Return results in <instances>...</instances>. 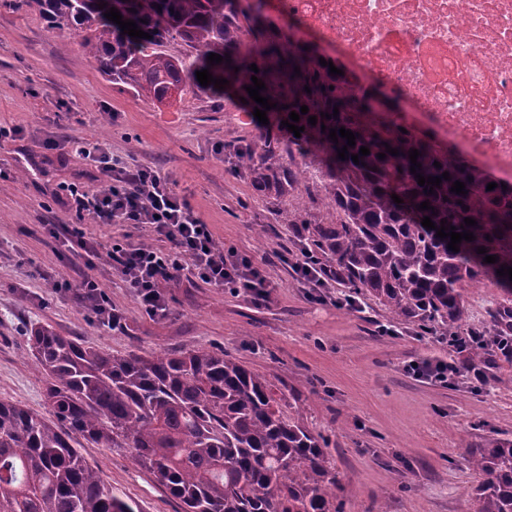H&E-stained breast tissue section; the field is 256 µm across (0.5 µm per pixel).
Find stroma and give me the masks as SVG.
<instances>
[{
	"mask_svg": "<svg viewBox=\"0 0 512 512\" xmlns=\"http://www.w3.org/2000/svg\"><path fill=\"white\" fill-rule=\"evenodd\" d=\"M14 2L0 0V125L17 130L0 143V400L48 412L46 380L28 348L36 326L115 354L222 353L269 375L326 438L343 512H476L482 477L469 454L512 439V363H499L482 386L408 374V362L446 361L452 349L370 298L349 311L335 306L343 288L322 289L317 300L302 288L287 225L232 166L234 147L258 134L242 102L191 91L170 104L134 95ZM78 139L168 177L218 242L260 268L270 285L264 305L184 277L163 284L168 314L152 317L102 259L93 274L124 317L111 330L51 288V277L80 276L45 230L77 221L63 186L103 187L75 153ZM81 453L142 512H182L128 451L88 445Z\"/></svg>",
	"mask_w": 512,
	"mask_h": 512,
	"instance_id": "stroma-1",
	"label": "stroma"
}]
</instances>
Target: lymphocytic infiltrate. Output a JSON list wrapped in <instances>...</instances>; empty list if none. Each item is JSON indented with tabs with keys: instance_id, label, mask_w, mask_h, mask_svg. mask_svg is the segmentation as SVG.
Here are the masks:
<instances>
[{
	"instance_id": "1",
	"label": "lymphocytic infiltrate",
	"mask_w": 512,
	"mask_h": 512,
	"mask_svg": "<svg viewBox=\"0 0 512 512\" xmlns=\"http://www.w3.org/2000/svg\"><path fill=\"white\" fill-rule=\"evenodd\" d=\"M75 151L96 163L105 187L90 193L69 186L77 223L46 227L47 232L62 243L61 255L67 264L85 269L79 281L54 280L57 291L70 295L78 306L113 330L121 328V317L92 274L96 260L103 256L108 258L141 309L151 316L166 312L161 284L185 274L212 287L230 289L256 304L267 299L266 280L259 268L250 258L219 245L210 226L196 215L158 170L128 164L109 155L99 143L79 141ZM86 219L97 224L146 225L155 235L163 237L167 246L160 249L127 238L111 240L104 246L94 245L84 237L81 223ZM500 360L512 361V340L496 345L484 364H473L461 357L433 364L421 362L412 367L411 372L443 384L462 375L471 383L483 385L489 380L492 366Z\"/></svg>"
}]
</instances>
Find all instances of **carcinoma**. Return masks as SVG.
<instances>
[{
	"mask_svg": "<svg viewBox=\"0 0 512 512\" xmlns=\"http://www.w3.org/2000/svg\"><path fill=\"white\" fill-rule=\"evenodd\" d=\"M266 2L19 0L50 29L81 37L85 55L113 83L157 102L171 90L219 97L232 89L253 111L261 105L244 86L253 75L261 79L260 95L277 107L267 112L263 134L234 149V167L271 200L294 233L296 253L349 292L377 301L393 319L449 341L467 326L465 288L494 284L501 299L490 323L473 328L480 340L470 349L471 362H484L487 345L512 336V280L497 274L512 267V185L489 191L492 177L474 164L440 157L427 138L391 122L366 120L364 112L395 105L337 86L316 49L290 44L266 22ZM112 7L152 38L122 33L105 17ZM212 53L231 62L212 66ZM253 63L259 72L249 69ZM202 69L229 84L201 85ZM336 108L337 116L323 117ZM292 111L304 127L299 138L281 126ZM340 127L355 135L348 151L359 156L357 165L337 157L347 140L333 142L329 129ZM363 146L369 155L359 154ZM388 146L399 154L387 153ZM412 149L420 151L422 176L449 172L433 194L410 173ZM456 181L467 194L451 191ZM394 194L403 202L394 203ZM426 200L433 209L419 210ZM425 216L437 227L445 219L475 240L454 252L450 238L422 226ZM467 217L477 225H466ZM486 255L498 261L484 262ZM28 343L47 381L49 416L0 400V512H140L88 465L78 451L82 439L127 450L182 512H342L325 439L270 378L241 361L205 349L115 355L41 326L30 330ZM470 463L484 475L478 512H512V441L476 450Z\"/></svg>",
	"mask_w": 512,
	"mask_h": 512,
	"instance_id": "1",
	"label": "carcinoma"
}]
</instances>
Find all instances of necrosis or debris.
Wrapping results in <instances>:
<instances>
[{
  "mask_svg": "<svg viewBox=\"0 0 512 512\" xmlns=\"http://www.w3.org/2000/svg\"><path fill=\"white\" fill-rule=\"evenodd\" d=\"M290 40L358 73L402 110L388 120L512 184V0H275Z\"/></svg>",
  "mask_w": 512,
  "mask_h": 512,
  "instance_id": "4bbe7bcc",
  "label": "necrosis or debris"
}]
</instances>
